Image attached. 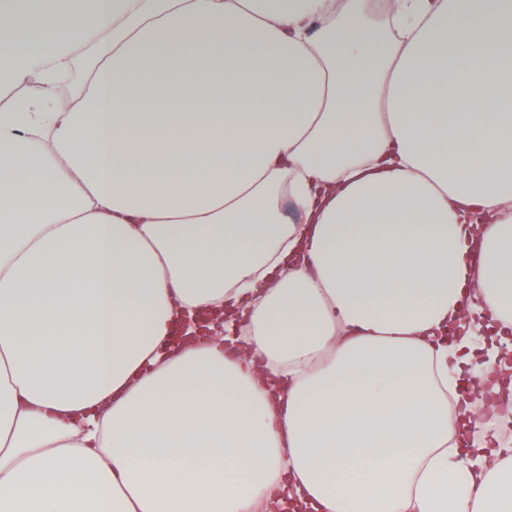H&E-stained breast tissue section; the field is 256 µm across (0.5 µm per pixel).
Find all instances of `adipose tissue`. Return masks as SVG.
<instances>
[{"mask_svg":"<svg viewBox=\"0 0 512 512\" xmlns=\"http://www.w3.org/2000/svg\"><path fill=\"white\" fill-rule=\"evenodd\" d=\"M364 8L0 0V512H512V0Z\"/></svg>","mask_w":512,"mask_h":512,"instance_id":"1","label":"adipose tissue"}]
</instances>
